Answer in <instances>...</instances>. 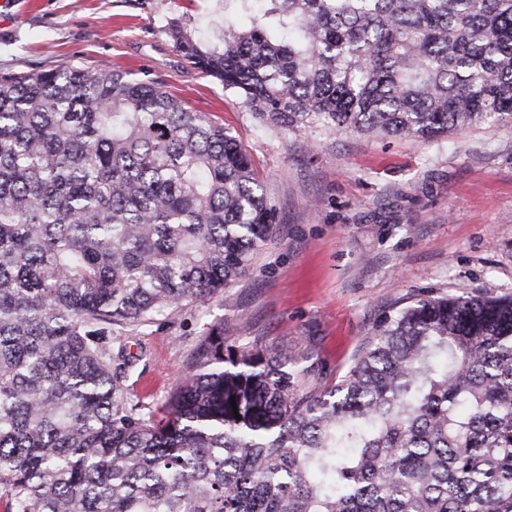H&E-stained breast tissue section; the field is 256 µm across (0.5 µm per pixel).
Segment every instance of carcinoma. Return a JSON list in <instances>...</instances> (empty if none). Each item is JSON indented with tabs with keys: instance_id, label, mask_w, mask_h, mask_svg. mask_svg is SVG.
<instances>
[{
	"instance_id": "cac0c4a2",
	"label": "carcinoma",
	"mask_w": 512,
	"mask_h": 512,
	"mask_svg": "<svg viewBox=\"0 0 512 512\" xmlns=\"http://www.w3.org/2000/svg\"><path fill=\"white\" fill-rule=\"evenodd\" d=\"M232 3L221 47L166 33L263 128L512 124V0ZM275 223L155 83L0 74V512H512V297L415 298L330 387L215 328L164 412L128 404L116 328L229 287Z\"/></svg>"
}]
</instances>
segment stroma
<instances>
[{
  "label": "stroma",
  "mask_w": 512,
  "mask_h": 512,
  "mask_svg": "<svg viewBox=\"0 0 512 512\" xmlns=\"http://www.w3.org/2000/svg\"><path fill=\"white\" fill-rule=\"evenodd\" d=\"M178 18L209 45L224 0H8L0 73L122 69L217 122L250 157L277 223L225 292L122 330L126 394L161 408L192 372L211 329L288 350L338 382L381 317L405 298L512 294V127L477 123L423 142L320 129L260 128L217 80L196 73L165 32Z\"/></svg>",
  "instance_id": "35a3bbf8"
}]
</instances>
